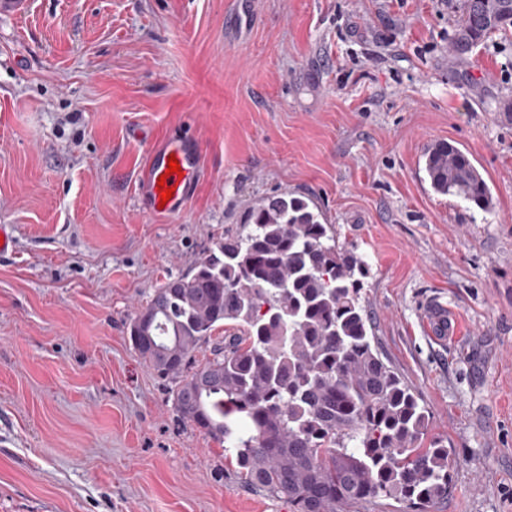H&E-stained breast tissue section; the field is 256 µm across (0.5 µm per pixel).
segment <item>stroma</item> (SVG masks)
<instances>
[{"label":"stroma","mask_w":512,"mask_h":512,"mask_svg":"<svg viewBox=\"0 0 512 512\" xmlns=\"http://www.w3.org/2000/svg\"><path fill=\"white\" fill-rule=\"evenodd\" d=\"M457 0H28L0 13V512H295L172 404L130 316L246 207L312 197L366 255L382 359L453 460L431 512H512V34L448 60ZM194 137L186 208L137 195ZM464 148L496 200L435 193ZM432 302L459 334L433 342ZM174 155L182 169V176L176 173L166 179V189H175L173 197L159 209L162 190L158 189V180L168 171V159ZM200 152L193 137L174 136L154 144L148 154L147 167L138 185V195L147 201L154 212L177 214L181 212L194 190L199 174Z\"/></svg>","instance_id":"stroma-1"}]
</instances>
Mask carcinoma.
Here are the masks:
<instances>
[{"label": "carcinoma", "mask_w": 512, "mask_h": 512, "mask_svg": "<svg viewBox=\"0 0 512 512\" xmlns=\"http://www.w3.org/2000/svg\"><path fill=\"white\" fill-rule=\"evenodd\" d=\"M511 29L512 0H462L448 56L462 66ZM425 171L436 193L494 208L456 145L433 143ZM367 267L314 199L284 192L249 206L236 232L155 288L129 323L147 367L176 384L177 415L295 512H346L378 497L425 512L451 489L448 449L426 440L425 408L372 346L358 279ZM227 321L243 335L193 364Z\"/></svg>", "instance_id": "carcinoma-1"}]
</instances>
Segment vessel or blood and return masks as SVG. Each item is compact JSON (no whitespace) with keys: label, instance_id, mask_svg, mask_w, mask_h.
I'll list each match as a JSON object with an SVG mask.
<instances>
[{"label":"vessel or blood","instance_id":"1","mask_svg":"<svg viewBox=\"0 0 512 512\" xmlns=\"http://www.w3.org/2000/svg\"><path fill=\"white\" fill-rule=\"evenodd\" d=\"M176 158L181 172L168 174L169 158ZM200 152L194 138L174 136L153 145L148 154L147 167L138 185L139 196L147 201L151 209H163L164 213L176 214L183 210L194 190L199 174ZM166 183L174 194L169 200H162L159 183ZM428 331L434 342L444 344L455 339L458 326L447 307L434 305L426 312Z\"/></svg>","mask_w":512,"mask_h":512}]
</instances>
